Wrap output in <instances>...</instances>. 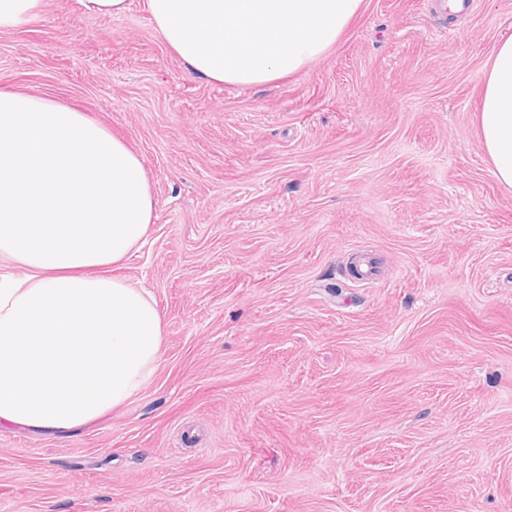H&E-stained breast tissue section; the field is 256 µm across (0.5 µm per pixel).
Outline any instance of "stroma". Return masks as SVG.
Returning a JSON list of instances; mask_svg holds the SVG:
<instances>
[{"instance_id": "35a3bbf8", "label": "stroma", "mask_w": 512, "mask_h": 512, "mask_svg": "<svg viewBox=\"0 0 512 512\" xmlns=\"http://www.w3.org/2000/svg\"><path fill=\"white\" fill-rule=\"evenodd\" d=\"M145 2L0 32V88L142 158L155 217L113 273L165 324L123 406L0 427V512H512V191L476 134L512 0H363L249 87L191 73Z\"/></svg>"}]
</instances>
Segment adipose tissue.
Segmentation results:
<instances>
[{
    "instance_id": "1",
    "label": "adipose tissue",
    "mask_w": 512,
    "mask_h": 512,
    "mask_svg": "<svg viewBox=\"0 0 512 512\" xmlns=\"http://www.w3.org/2000/svg\"><path fill=\"white\" fill-rule=\"evenodd\" d=\"M362 0H146L181 62L251 86L322 56ZM478 136L512 190V37L485 72ZM155 201L141 157L46 95L0 89V426L58 437L150 382L163 318L149 292L106 275L144 244Z\"/></svg>"
}]
</instances>
